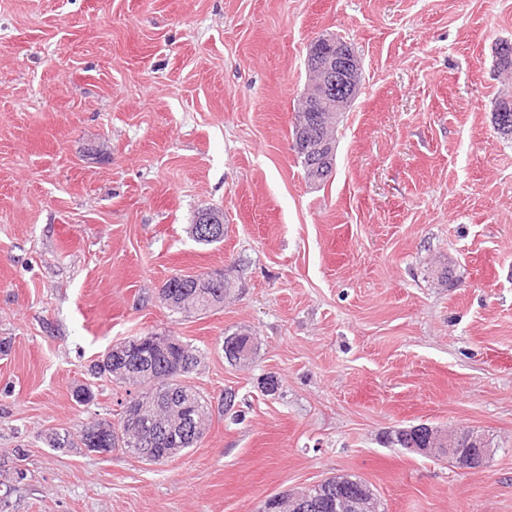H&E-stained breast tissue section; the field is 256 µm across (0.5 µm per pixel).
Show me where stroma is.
Wrapping results in <instances>:
<instances>
[{
	"label": "stroma",
	"instance_id": "stroma-1",
	"mask_svg": "<svg viewBox=\"0 0 512 512\" xmlns=\"http://www.w3.org/2000/svg\"><path fill=\"white\" fill-rule=\"evenodd\" d=\"M323 34L361 81L317 185L291 132ZM503 41L512 0H0V512H258L337 474L385 512H512ZM208 207L224 239L202 245ZM210 271L235 285L223 308L160 305L170 276ZM237 329L245 366L224 356ZM152 333L201 354V441L160 465L49 447L118 422L127 385L89 369ZM422 423L493 455L463 470L387 443Z\"/></svg>",
	"mask_w": 512,
	"mask_h": 512
}]
</instances>
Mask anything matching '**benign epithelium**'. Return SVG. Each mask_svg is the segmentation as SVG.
I'll return each instance as SVG.
<instances>
[{"label": "benign epithelium", "instance_id": "7a95c632", "mask_svg": "<svg viewBox=\"0 0 512 512\" xmlns=\"http://www.w3.org/2000/svg\"><path fill=\"white\" fill-rule=\"evenodd\" d=\"M306 96L308 105L302 112L295 115L293 122L300 130L308 126V112L310 104L321 99L336 87V104L344 105L353 101L359 86L360 62L352 48L335 35H322L316 37L310 44L306 59ZM300 151H324L328 159H335V150L332 144L326 141L316 142L315 139L298 143ZM143 344L166 347L170 341L163 337L151 334L125 341L110 349L112 362H128L126 353L133 347ZM153 400L143 397L124 403L121 411V429L132 435L142 428V421L147 418V410ZM413 452L426 455H444L452 459L463 470L482 468L491 455L481 435L477 431L459 426L453 431L445 433H431V444L428 448H415ZM378 498L374 490L367 483L363 484L362 491L357 498L347 505L352 512H378Z\"/></svg>", "mask_w": 512, "mask_h": 512}]
</instances>
